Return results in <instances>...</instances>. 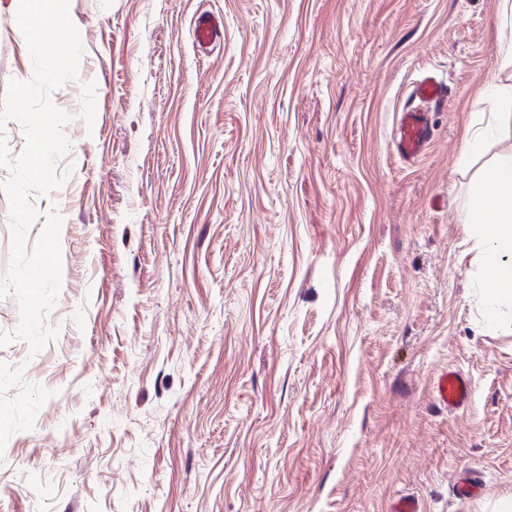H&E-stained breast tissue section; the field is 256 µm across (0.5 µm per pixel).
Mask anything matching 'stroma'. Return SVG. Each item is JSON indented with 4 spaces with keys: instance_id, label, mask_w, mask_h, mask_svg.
I'll return each instance as SVG.
<instances>
[{
    "instance_id": "obj_1",
    "label": "stroma",
    "mask_w": 512,
    "mask_h": 512,
    "mask_svg": "<svg viewBox=\"0 0 512 512\" xmlns=\"http://www.w3.org/2000/svg\"><path fill=\"white\" fill-rule=\"evenodd\" d=\"M500 5L70 0L65 183L26 237L63 216L57 335L0 347V512H503L512 304L489 322L469 202L512 128L463 155L512 84ZM430 72L447 98L407 164L395 118ZM32 73L2 9L0 100ZM448 368L475 387L452 412ZM223 26L221 22L208 12L200 13L194 20L192 28L193 42L200 51H207L222 41ZM436 401L448 411H454L468 404L474 393L473 385L458 371L448 369L437 375L433 381Z\"/></svg>"
}]
</instances>
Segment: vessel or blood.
Instances as JSON below:
<instances>
[{
	"mask_svg": "<svg viewBox=\"0 0 512 512\" xmlns=\"http://www.w3.org/2000/svg\"><path fill=\"white\" fill-rule=\"evenodd\" d=\"M192 38L198 50H209L222 41L223 26L210 13H200L194 20ZM411 96L412 104L397 114L394 139L396 153L408 162L416 161L428 149L433 139L430 114L444 103L446 86L437 77L427 76L416 82ZM433 391L436 401L451 411L468 404L474 393L470 380L452 369L437 375L433 381Z\"/></svg>",
	"mask_w": 512,
	"mask_h": 512,
	"instance_id": "1",
	"label": "vessel or blood"
}]
</instances>
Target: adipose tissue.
<instances>
[{
  "label": "adipose tissue",
  "mask_w": 512,
  "mask_h": 512,
  "mask_svg": "<svg viewBox=\"0 0 512 512\" xmlns=\"http://www.w3.org/2000/svg\"><path fill=\"white\" fill-rule=\"evenodd\" d=\"M472 239L483 253V283L489 304L512 298V152L482 172L473 194Z\"/></svg>",
  "instance_id": "ef3b65f1"
}]
</instances>
